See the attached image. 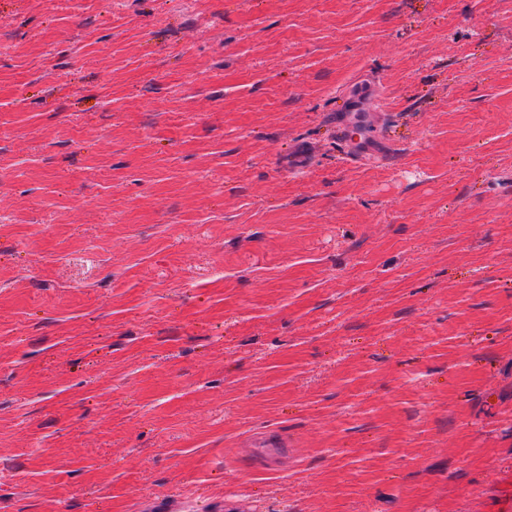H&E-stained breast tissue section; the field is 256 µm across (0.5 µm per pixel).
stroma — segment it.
I'll list each match as a JSON object with an SVG mask.
<instances>
[{
  "instance_id": "obj_1",
  "label": "stroma",
  "mask_w": 512,
  "mask_h": 512,
  "mask_svg": "<svg viewBox=\"0 0 512 512\" xmlns=\"http://www.w3.org/2000/svg\"><path fill=\"white\" fill-rule=\"evenodd\" d=\"M0 462V512H512V0H0ZM260 448H249L248 452L259 468L275 469L281 467V461L288 454V443L278 435L266 434L255 442Z\"/></svg>"
}]
</instances>
